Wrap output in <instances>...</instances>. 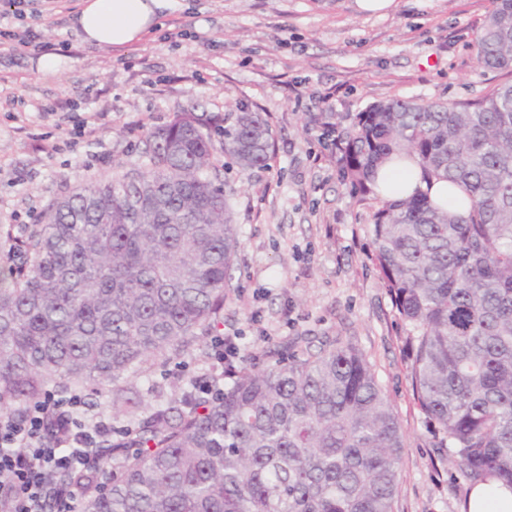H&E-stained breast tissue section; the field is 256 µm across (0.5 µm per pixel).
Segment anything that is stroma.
<instances>
[{
    "label": "stroma",
    "instance_id": "stroma-1",
    "mask_svg": "<svg viewBox=\"0 0 512 512\" xmlns=\"http://www.w3.org/2000/svg\"><path fill=\"white\" fill-rule=\"evenodd\" d=\"M78 0H0V31H33L41 51L0 42V269L4 230L35 228L55 201L142 171L146 135L192 110L220 120L243 108L274 132L269 168L227 173L240 249L217 333L237 338L236 366L340 339L360 350L404 435L394 512H462L470 479L448 465L413 391L409 327L371 260L374 200L342 183L318 118L320 98L352 115L389 99L465 101L512 82L473 51L491 0H174L140 41L95 46L73 24ZM60 55L56 72L41 54ZM190 352L146 365L130 387L169 401L210 377Z\"/></svg>",
    "mask_w": 512,
    "mask_h": 512
}]
</instances>
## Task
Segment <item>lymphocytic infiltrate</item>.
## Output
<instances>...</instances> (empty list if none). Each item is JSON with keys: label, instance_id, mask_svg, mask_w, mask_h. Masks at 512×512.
Masks as SVG:
<instances>
[{"label": "lymphocytic infiltrate", "instance_id": "lymphocytic-infiltrate-1", "mask_svg": "<svg viewBox=\"0 0 512 512\" xmlns=\"http://www.w3.org/2000/svg\"><path fill=\"white\" fill-rule=\"evenodd\" d=\"M80 401L47 396L32 405L25 421L0 415V473L9 477L0 485V512H44L49 478L61 471L76 474L75 482L56 490L60 512H75V505L100 470L103 458L115 448L100 447L112 426L101 420L82 428Z\"/></svg>", "mask_w": 512, "mask_h": 512}]
</instances>
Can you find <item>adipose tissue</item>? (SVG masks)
Here are the masks:
<instances>
[{
    "label": "adipose tissue",
    "instance_id": "ef3b65f1",
    "mask_svg": "<svg viewBox=\"0 0 512 512\" xmlns=\"http://www.w3.org/2000/svg\"><path fill=\"white\" fill-rule=\"evenodd\" d=\"M171 0H81L74 18L84 42L121 46L139 41Z\"/></svg>",
    "mask_w": 512,
    "mask_h": 512
}]
</instances>
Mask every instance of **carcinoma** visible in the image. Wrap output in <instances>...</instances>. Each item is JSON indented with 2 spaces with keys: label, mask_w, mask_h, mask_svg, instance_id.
I'll list each match as a JSON object with an SVG mask.
<instances>
[{
  "label": "carcinoma",
  "mask_w": 512,
  "mask_h": 512,
  "mask_svg": "<svg viewBox=\"0 0 512 512\" xmlns=\"http://www.w3.org/2000/svg\"><path fill=\"white\" fill-rule=\"evenodd\" d=\"M477 61L512 71V0H493ZM343 183L372 195V255L410 326L411 383L446 459L512 490V83L466 102L390 99L321 115ZM241 175L269 165L261 112L224 124L183 112L146 136V170L54 203L0 279V408L18 420L48 394L112 389L134 436L118 442L80 512H393L403 435L366 357L333 342L263 369H229L210 394L124 398L151 359L171 362L221 324L240 246L212 135ZM411 158L448 183L386 199L377 169Z\"/></svg>",
  "instance_id": "cac0c4a2"
}]
</instances>
